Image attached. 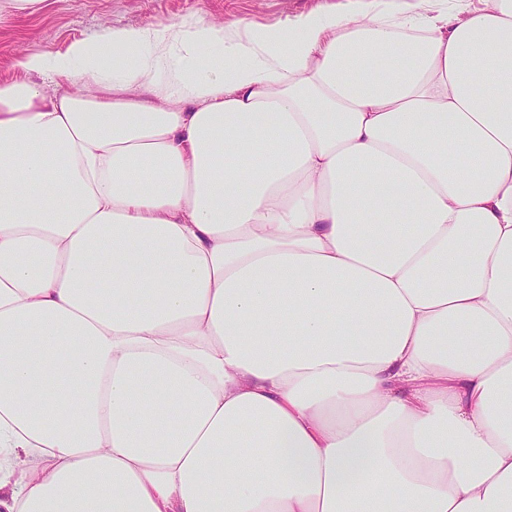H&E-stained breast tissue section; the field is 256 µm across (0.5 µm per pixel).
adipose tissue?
Returning a JSON list of instances; mask_svg holds the SVG:
<instances>
[{
	"instance_id": "adipose-tissue-1",
	"label": "adipose tissue",
	"mask_w": 512,
	"mask_h": 512,
	"mask_svg": "<svg viewBox=\"0 0 512 512\" xmlns=\"http://www.w3.org/2000/svg\"><path fill=\"white\" fill-rule=\"evenodd\" d=\"M14 69L0 512H512V0Z\"/></svg>"
}]
</instances>
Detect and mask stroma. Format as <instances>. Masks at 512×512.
Returning <instances> with one entry per match:
<instances>
[{
    "label": "stroma",
    "instance_id": "35a3bbf8",
    "mask_svg": "<svg viewBox=\"0 0 512 512\" xmlns=\"http://www.w3.org/2000/svg\"><path fill=\"white\" fill-rule=\"evenodd\" d=\"M371 0H47L39 15L0 30V80L10 78L19 50L60 53L109 27L178 23L197 18L280 27L314 10L362 9Z\"/></svg>",
    "mask_w": 512,
    "mask_h": 512
}]
</instances>
